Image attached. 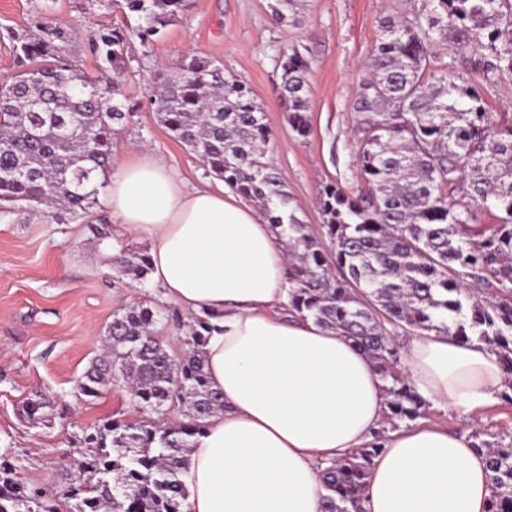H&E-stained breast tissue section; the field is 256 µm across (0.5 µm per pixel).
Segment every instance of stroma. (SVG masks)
<instances>
[{"instance_id": "1", "label": "stroma", "mask_w": 512, "mask_h": 512, "mask_svg": "<svg viewBox=\"0 0 512 512\" xmlns=\"http://www.w3.org/2000/svg\"><path fill=\"white\" fill-rule=\"evenodd\" d=\"M406 0H299L295 21L275 23L268 0H191L190 8L149 45L132 40L121 91L131 111L112 141L115 162L141 150L162 157L190 184L205 181L199 160L158 122L151 104L157 83L183 58L201 55L247 83L271 128L266 159L276 169L303 223L319 227L324 216L318 195L326 183L355 190L352 109L363 64L379 36V22L406 10ZM76 31L70 53L90 77L99 74L88 37L102 27H122L126 18L103 0H0V77L16 64L11 33L35 20ZM296 49L308 64L311 131L301 139L288 125L279 99L280 56ZM108 220L106 237L93 235L82 220L57 223L24 212L0 222V456L27 487L61 495L71 485L73 448L84 431L106 419L139 420L124 388L112 386L95 398L74 396L75 381L103 352L104 331L114 312L145 303L176 314L162 328L172 356H181L183 326L191 312L163 298L150 280L113 282L117 245L149 248L147 239L110 223L106 200L95 207ZM36 392L68 402L70 413L49 425H32L19 415ZM437 425L466 434L473 443L512 445V404L495 399L468 422L455 410L429 406L416 421L395 429Z\"/></svg>"}]
</instances>
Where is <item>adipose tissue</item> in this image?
I'll return each instance as SVG.
<instances>
[{
    "mask_svg": "<svg viewBox=\"0 0 512 512\" xmlns=\"http://www.w3.org/2000/svg\"><path fill=\"white\" fill-rule=\"evenodd\" d=\"M112 221L150 241L151 281L215 317L203 352L224 409L184 455L189 512H323L322 463L372 439L387 409L365 354L313 320L285 316L288 247L232 188L188 185L162 158L116 165ZM408 381L470 416L508 376L478 342L416 335ZM365 512H492L484 455L438 426L388 434L362 493Z\"/></svg>",
    "mask_w": 512,
    "mask_h": 512,
    "instance_id": "1",
    "label": "adipose tissue"
}]
</instances>
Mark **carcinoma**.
<instances>
[{
    "instance_id": "carcinoma-1",
    "label": "carcinoma",
    "mask_w": 512,
    "mask_h": 512,
    "mask_svg": "<svg viewBox=\"0 0 512 512\" xmlns=\"http://www.w3.org/2000/svg\"><path fill=\"white\" fill-rule=\"evenodd\" d=\"M412 12L385 17L355 92L356 191L327 183L319 192L325 224L314 231L290 207L288 191L264 161L272 130L241 79L215 61L191 56L160 78L151 104L159 122L205 172L263 210L287 239L288 314L310 317L350 339L386 383V420H415L424 399L394 371L398 330L478 341L512 366V123H498L469 67L495 84L512 78V0H421ZM295 0H273L288 18ZM133 14L130 28H104L88 39L104 73L92 79L72 59L76 32L37 19L14 37L22 71L0 79V221L19 210L62 222L87 219L112 166V138L130 108L120 99L126 47L146 46L188 7L187 0H110ZM280 98L299 138L310 133L307 62L283 53ZM486 213L479 235L470 225ZM333 244L325 252L322 239ZM114 281H142L146 252L113 257ZM490 292L479 298L472 288ZM174 319L146 304L116 312L107 328L108 359L90 362L75 397L93 398L117 371L146 419H107L81 437L72 460L83 475L68 490L71 512H185L182 458L224 398L208 382L202 348L212 316L187 325L186 352L173 357L159 325ZM185 420L158 421L173 404ZM65 408L36 392L22 405L29 420ZM385 430L321 470L324 512H365L361 491L383 451ZM486 453L492 512H512V447ZM0 512H61V502L29 489L0 462Z\"/></svg>"
}]
</instances>
